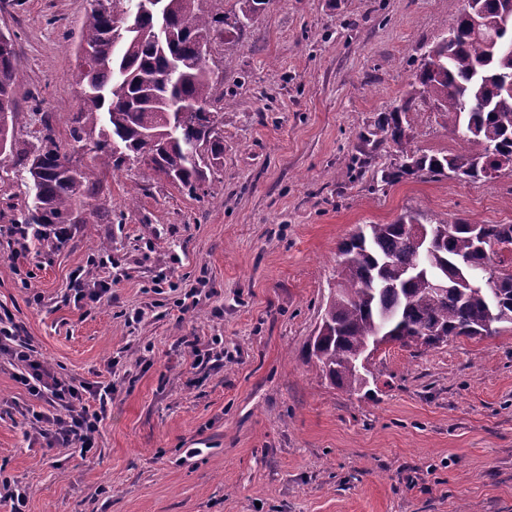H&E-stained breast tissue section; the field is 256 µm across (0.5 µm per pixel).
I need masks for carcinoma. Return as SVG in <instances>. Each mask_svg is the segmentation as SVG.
I'll use <instances>...</instances> for the list:
<instances>
[{
  "label": "carcinoma",
  "mask_w": 512,
  "mask_h": 512,
  "mask_svg": "<svg viewBox=\"0 0 512 512\" xmlns=\"http://www.w3.org/2000/svg\"><path fill=\"white\" fill-rule=\"evenodd\" d=\"M207 0H91L79 44L77 105L82 126L103 123L93 160L118 169L129 156L193 192L207 180L212 162L224 155L220 125L211 111L213 89L224 74L208 63L211 44L236 30L264 0H235V11L219 15ZM483 19L476 29L458 15L454 38L428 50L433 68L421 69L400 108L369 135L399 148V162L382 170L381 182L449 171L469 181L512 171V96L501 91L512 75V28L498 18L512 0H474ZM18 59L11 34L0 33V147L32 195L24 224H72L89 195V173L73 167L48 120L35 141L16 136L23 113L14 102ZM432 101L453 139L468 145L448 154L411 148L418 117L416 99ZM195 142L203 153L188 154ZM424 221L407 212L391 224H366L338 247L336 288L330 293L317 335L307 345L315 363L338 388L366 386L362 361L377 342L435 347L450 338L491 337L512 329V252L497 250L512 240V224L426 222L422 242L407 225ZM440 280L446 289L427 288Z\"/></svg>",
  "instance_id": "cac0c4a2"
}]
</instances>
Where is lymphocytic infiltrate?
<instances>
[{
  "mask_svg": "<svg viewBox=\"0 0 512 512\" xmlns=\"http://www.w3.org/2000/svg\"><path fill=\"white\" fill-rule=\"evenodd\" d=\"M0 352L7 354L17 371L16 382L35 397L46 400L52 413L30 411L27 421L45 439L48 447L91 448L107 406L112 401L111 386H91L76 382L35 358L13 328L0 321Z\"/></svg>",
  "mask_w": 512,
  "mask_h": 512,
  "instance_id": "lymphocytic-infiltrate-1",
  "label": "lymphocytic infiltrate"
}]
</instances>
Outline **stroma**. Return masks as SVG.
Here are the masks:
<instances>
[{
    "instance_id": "stroma-1",
    "label": "stroma",
    "mask_w": 512,
    "mask_h": 512,
    "mask_svg": "<svg viewBox=\"0 0 512 512\" xmlns=\"http://www.w3.org/2000/svg\"><path fill=\"white\" fill-rule=\"evenodd\" d=\"M463 6L267 0L212 47L224 156L191 193L134 161L93 166L98 131L71 139L89 0H0L16 107L31 132L49 117L91 167L101 209L59 245L17 255L0 236V318L57 371L114 387L90 452L49 448L24 418L48 404L0 355V477L26 490V512H512V332L381 346L363 392L305 356L357 226L409 211L512 224L511 171L385 187L395 147L361 140ZM419 109L414 147L458 150L430 103ZM80 271L110 283L100 302L75 301ZM192 289L200 302L182 312ZM216 338L223 361L194 366L186 340Z\"/></svg>"
}]
</instances>
